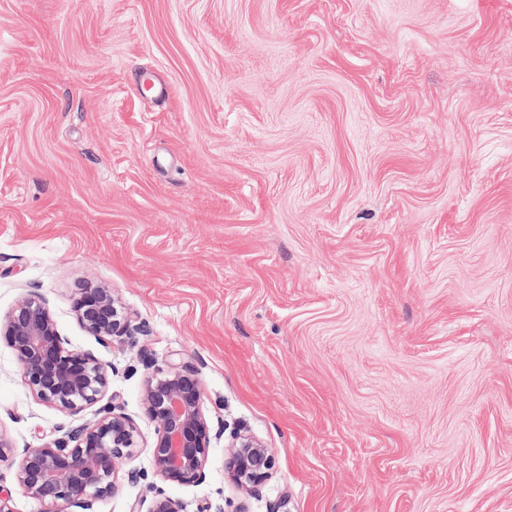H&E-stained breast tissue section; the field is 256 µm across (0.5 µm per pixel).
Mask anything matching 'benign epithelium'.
Here are the masks:
<instances>
[{"instance_id":"benign-epithelium-1","label":"benign epithelium","mask_w":512,"mask_h":512,"mask_svg":"<svg viewBox=\"0 0 512 512\" xmlns=\"http://www.w3.org/2000/svg\"><path fill=\"white\" fill-rule=\"evenodd\" d=\"M87 333L100 343L114 339L136 342L146 335L132 324L112 289L88 284L73 305ZM4 337L19 364L24 384L39 400L67 416L96 404L109 388L107 367L91 352L67 347L44 298L28 291L0 320ZM150 369L142 388L147 416L155 423L149 444L155 476L170 484L191 485L205 477L210 428L203 413L204 392L198 369L188 361H170ZM141 435L134 421L112 404L89 422L68 428L51 443L18 448L0 432V463L15 467V483L27 496L49 505L48 512L88 510L111 495L120 475L130 482L144 477L123 467L139 450ZM274 458L254 437L232 433L225 470L243 488H255L271 476ZM147 512H188L187 504L158 489Z\"/></svg>"}]
</instances>
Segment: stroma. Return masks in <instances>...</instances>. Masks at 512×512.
Returning a JSON list of instances; mask_svg holds the SVG:
<instances>
[{
	"instance_id": "obj_1",
	"label": "stroma",
	"mask_w": 512,
	"mask_h": 512,
	"mask_svg": "<svg viewBox=\"0 0 512 512\" xmlns=\"http://www.w3.org/2000/svg\"><path fill=\"white\" fill-rule=\"evenodd\" d=\"M33 288L144 440L143 354L198 367L188 512H512V0H0V318ZM95 413L0 339L17 447ZM234 427L275 460L248 494ZM133 465L94 512L151 500ZM73 308L85 331L102 344L117 338L134 343L137 335L147 333L143 326L132 324L131 316L107 286L87 284L80 288Z\"/></svg>"
}]
</instances>
